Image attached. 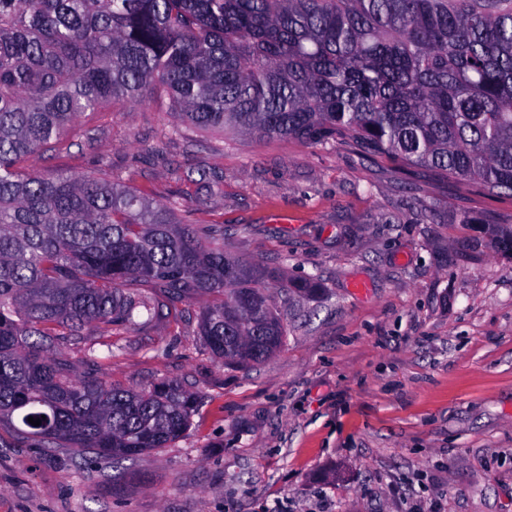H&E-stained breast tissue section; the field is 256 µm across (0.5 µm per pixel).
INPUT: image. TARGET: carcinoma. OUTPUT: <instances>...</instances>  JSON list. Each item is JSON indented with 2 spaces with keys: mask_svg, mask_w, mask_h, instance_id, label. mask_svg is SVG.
Instances as JSON below:
<instances>
[{
  "mask_svg": "<svg viewBox=\"0 0 512 512\" xmlns=\"http://www.w3.org/2000/svg\"><path fill=\"white\" fill-rule=\"evenodd\" d=\"M159 93L203 129L344 144L512 195V0H0V425L22 444L118 461L190 428L199 393L80 375L64 352L76 339L204 299L206 346L253 366L290 333L266 282L325 294L103 168L20 169L79 116ZM436 212L422 200L415 220ZM491 235L512 250L511 224Z\"/></svg>",
  "mask_w": 512,
  "mask_h": 512,
  "instance_id": "carcinoma-1",
  "label": "carcinoma"
}]
</instances>
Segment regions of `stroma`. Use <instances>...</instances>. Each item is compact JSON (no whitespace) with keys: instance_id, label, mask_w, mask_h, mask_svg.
I'll return each mask as SVG.
<instances>
[{"instance_id":"obj_1","label":"stroma","mask_w":512,"mask_h":512,"mask_svg":"<svg viewBox=\"0 0 512 512\" xmlns=\"http://www.w3.org/2000/svg\"><path fill=\"white\" fill-rule=\"evenodd\" d=\"M68 139L21 169H107L177 219L224 225L225 251L318 277L327 295L296 300L307 323L246 368L206 348L197 304L114 330L97 376L200 391L186 435L114 466L0 427V512H512V255L480 225L512 218V197L343 145L201 130L166 99L114 101ZM417 199L437 201L434 223H413Z\"/></svg>"}]
</instances>
